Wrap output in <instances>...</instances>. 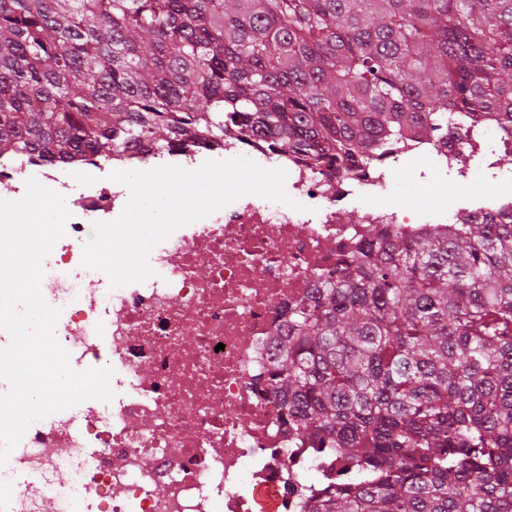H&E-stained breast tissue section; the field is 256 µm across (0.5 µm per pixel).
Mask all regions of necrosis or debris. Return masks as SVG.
Masks as SVG:
<instances>
[{
    "label": "necrosis or debris",
    "instance_id": "4bbe7bcc",
    "mask_svg": "<svg viewBox=\"0 0 512 512\" xmlns=\"http://www.w3.org/2000/svg\"><path fill=\"white\" fill-rule=\"evenodd\" d=\"M268 160L260 139L195 141L174 150L197 168L234 149ZM512 153V137L490 119L458 114L449 134L397 143L392 161L432 157L460 195L446 210L399 208L387 171L336 173L289 160L288 189L303 211L246 196L178 229L149 261L154 276L112 286L90 272L84 246L93 224L121 215L126 187L107 180L101 161L46 164L0 158V199L18 200L26 182H50L69 211L64 233L44 258L40 291L61 311L55 336L70 366L112 367L115 396L37 420L0 464V483L36 474L0 502V512H257L264 489L278 512H310L317 489L335 479L341 458L322 455L285 426L267 390L286 304L313 288L315 271L336 265L376 230L416 236L431 219L458 216L512 222V181L492 194L470 191L474 170L503 172L493 153ZM353 218L342 222L345 211ZM335 241L336 251L325 244ZM96 287H86L89 277ZM68 471L70 482L55 477Z\"/></svg>",
    "mask_w": 512,
    "mask_h": 512
}]
</instances>
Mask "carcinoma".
Segmentation results:
<instances>
[{
	"label": "carcinoma",
	"mask_w": 512,
	"mask_h": 512,
	"mask_svg": "<svg viewBox=\"0 0 512 512\" xmlns=\"http://www.w3.org/2000/svg\"><path fill=\"white\" fill-rule=\"evenodd\" d=\"M512 135V0H0V158L265 139L380 162ZM378 233L288 308L268 387L344 476L312 512H512V223Z\"/></svg>",
	"instance_id": "obj_1"
}]
</instances>
